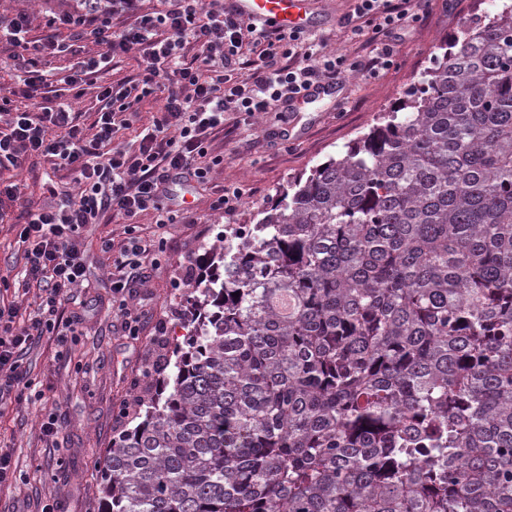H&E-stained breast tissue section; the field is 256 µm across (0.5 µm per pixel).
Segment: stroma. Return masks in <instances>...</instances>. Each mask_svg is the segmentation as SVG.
<instances>
[{
  "instance_id": "1",
  "label": "stroma",
  "mask_w": 512,
  "mask_h": 512,
  "mask_svg": "<svg viewBox=\"0 0 512 512\" xmlns=\"http://www.w3.org/2000/svg\"><path fill=\"white\" fill-rule=\"evenodd\" d=\"M472 0H429L423 18L402 33L395 64L373 78L347 76L335 100H322L294 112L272 110L255 124L227 118L209 138L211 154L224 157L213 182L183 180L189 221L160 224L147 211L137 218L146 239L163 244L158 263L147 265V283L140 290L139 309L145 318L140 339L124 336L112 306L107 268L112 254L102 252L101 239L122 241L121 218H105L82 231L86 274L82 285L65 299L62 309L77 322V334L67 344L45 340L27 355L25 369L32 382L26 400L0 408V447L9 448L19 473L0 486V512H42L60 504L63 512H100L102 493L95 466L104 460L112 438L135 418L117 421L118 404L134 389L152 388L153 380L137 381L150 355L156 324L173 342L192 327L193 280L210 271L215 248L227 228L250 223L257 211L275 205L289 181L340 153L375 113L397 105L412 81L428 66L439 39L457 32L471 17ZM322 28L305 33L306 41H324L327 50L363 55L341 19L351 0H313ZM240 189L242 196L229 212L212 210L219 187ZM193 279H186V267ZM52 389L62 421L57 450H50L39 431L45 411L43 389Z\"/></svg>"
}]
</instances>
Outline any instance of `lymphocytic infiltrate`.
<instances>
[{
  "label": "lymphocytic infiltrate",
  "mask_w": 512,
  "mask_h": 512,
  "mask_svg": "<svg viewBox=\"0 0 512 512\" xmlns=\"http://www.w3.org/2000/svg\"><path fill=\"white\" fill-rule=\"evenodd\" d=\"M160 9L136 13V0H78L54 16L46 33L29 34L26 11L0 12V45L14 47L15 69L25 97L35 100L33 112L11 113L9 95L0 94V170L22 174L38 161L55 170L72 172L76 191L55 190L41 206H23L20 232L24 247V288L39 290L37 313L24 318L18 302L0 304V404L21 400L29 382L23 361L43 337L66 343L76 329L61 313L63 301L85 276L79 249L81 229L107 216L125 219V241L112 272V294L126 335L139 336L141 316L134 290L150 248L132 220L152 210L161 224L175 216L165 204L164 186L171 175L209 182L223 156L209 155L208 135L222 128L226 114L249 117L293 103L311 87L340 85L347 73L373 76L389 68L397 54L395 38L420 19L418 0H353L344 17L365 53L359 60L315 47L303 53L284 50V41L303 42L302 32L282 34L259 29L226 14L224 0H161ZM132 15L131 23L116 27L114 20ZM67 37H60V30ZM84 57L67 82L80 87L108 72L112 60L135 55L141 72L129 85L107 86V101L92 125L70 103L50 104L43 91L39 64L44 59L73 53ZM196 48L187 58V48ZM258 52L246 79L237 72L245 49ZM161 93V106L150 126L143 128L137 150L115 146L120 129L129 128L137 104ZM62 129L59 137L50 128Z\"/></svg>",
  "instance_id": "obj_1"
}]
</instances>
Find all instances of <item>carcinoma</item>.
Listing matches in <instances>:
<instances>
[{
    "instance_id": "cac0c4a2",
    "label": "carcinoma",
    "mask_w": 512,
    "mask_h": 512,
    "mask_svg": "<svg viewBox=\"0 0 512 512\" xmlns=\"http://www.w3.org/2000/svg\"><path fill=\"white\" fill-rule=\"evenodd\" d=\"M224 236L103 512H512V0Z\"/></svg>"
}]
</instances>
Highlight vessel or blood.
<instances>
[{"label":"vessel or blood","instance_id":"vessel-or-blood-1","mask_svg":"<svg viewBox=\"0 0 512 512\" xmlns=\"http://www.w3.org/2000/svg\"><path fill=\"white\" fill-rule=\"evenodd\" d=\"M224 10L254 26L285 32L322 25L312 0H224Z\"/></svg>","mask_w":512,"mask_h":512}]
</instances>
